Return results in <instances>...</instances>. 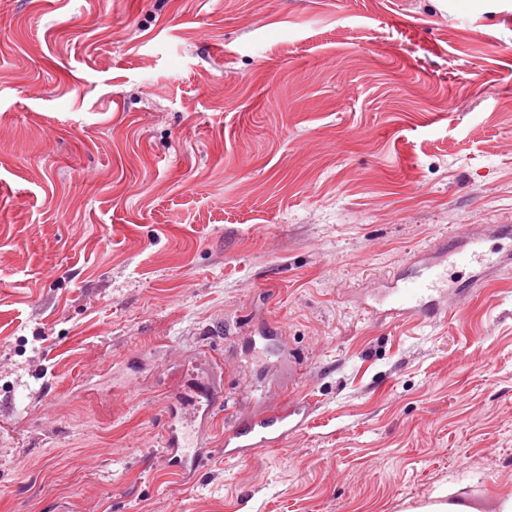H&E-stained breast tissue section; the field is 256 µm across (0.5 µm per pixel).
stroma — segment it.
I'll return each mask as SVG.
<instances>
[{
  "label": "stroma",
  "mask_w": 512,
  "mask_h": 512,
  "mask_svg": "<svg viewBox=\"0 0 512 512\" xmlns=\"http://www.w3.org/2000/svg\"><path fill=\"white\" fill-rule=\"evenodd\" d=\"M512 225V11L0 0V512H401L512 497V265L376 319ZM214 454L163 433L184 383ZM310 403L244 462L226 427ZM482 238H465L450 244H439L431 251L416 254L410 259L417 272L411 277H399L390 281L383 299L372 305V312L381 319H393L406 323H420L425 319L445 313L448 309L449 258L469 264L476 263L479 270L473 277L489 281L498 276L501 267L512 263L510 252L496 258L487 256ZM169 466L177 471L188 472L194 478L199 464L212 455V448H204L198 439L194 440L174 426L167 427L164 435ZM402 512H478L463 498H455L448 502H435L418 507H408Z\"/></svg>",
  "instance_id": "stroma-1"
}]
</instances>
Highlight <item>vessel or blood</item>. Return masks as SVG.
Instances as JSON below:
<instances>
[{"mask_svg":"<svg viewBox=\"0 0 512 512\" xmlns=\"http://www.w3.org/2000/svg\"><path fill=\"white\" fill-rule=\"evenodd\" d=\"M453 258L477 264L476 276L483 281L495 279L501 267L512 263L508 252L494 258L487 256L478 238L439 244L413 256L411 264L416 267V274L391 280L382 300L373 306V313L382 319L406 323H419L445 313L448 263ZM311 414L309 404L302 401L283 412L259 413L237 422L224 432L225 460L244 461L262 448L287 440L309 424ZM164 444L170 467L181 472H198L200 463L212 455L211 449L173 426L167 427Z\"/></svg>","mask_w":512,"mask_h":512,"instance_id":"1","label":"vessel or blood"}]
</instances>
